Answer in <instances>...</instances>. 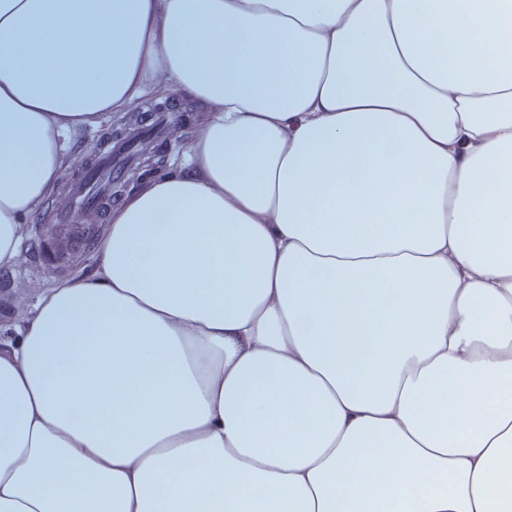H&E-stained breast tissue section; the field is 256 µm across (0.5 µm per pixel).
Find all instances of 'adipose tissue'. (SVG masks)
Listing matches in <instances>:
<instances>
[{"label": "adipose tissue", "mask_w": 512, "mask_h": 512, "mask_svg": "<svg viewBox=\"0 0 512 512\" xmlns=\"http://www.w3.org/2000/svg\"><path fill=\"white\" fill-rule=\"evenodd\" d=\"M157 86L184 170L0 340V512H512V0H0V267Z\"/></svg>", "instance_id": "1"}]
</instances>
